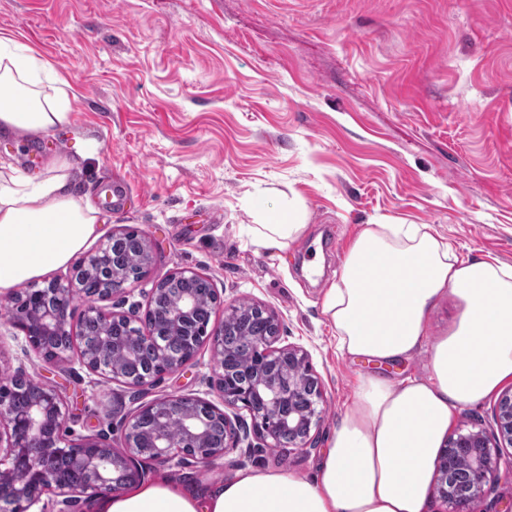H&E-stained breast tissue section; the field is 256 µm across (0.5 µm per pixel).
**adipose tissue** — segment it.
Here are the masks:
<instances>
[{
  "mask_svg": "<svg viewBox=\"0 0 512 512\" xmlns=\"http://www.w3.org/2000/svg\"><path fill=\"white\" fill-rule=\"evenodd\" d=\"M50 67L0 35V124L51 135L70 121L69 98H42ZM247 235L282 249L305 227L302 211L252 206ZM101 234L99 216L71 185L69 165L30 176L0 164V293L66 267ZM462 310L429 337L427 315L445 295ZM322 312L341 353L378 364L423 350L429 375L362 377L312 477L241 471L201 487L165 474L101 494L90 512H433L436 461L458 415L512 384V266L463 258L428 224H370L344 255Z\"/></svg>",
  "mask_w": 512,
  "mask_h": 512,
  "instance_id": "obj_1",
  "label": "adipose tissue"
}]
</instances>
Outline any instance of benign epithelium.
<instances>
[{"mask_svg": "<svg viewBox=\"0 0 512 512\" xmlns=\"http://www.w3.org/2000/svg\"><path fill=\"white\" fill-rule=\"evenodd\" d=\"M124 235L123 230L112 233L96 251L82 258L71 276L42 286L33 283L23 294L10 297L11 302L18 299L23 303L21 309H10V322L24 334L27 350L51 361L76 347L80 363L90 373L138 390L147 389L161 374L183 369L208 343L222 406L187 396L155 399L126 417L124 448L120 450L100 435L68 442L62 434L65 406L61 396L21 373L20 381L0 385L1 501L32 505L51 492L61 497L58 512H80L84 498L117 492L145 480L142 459L158 461L178 455L186 464L208 467L239 445L242 424L228 414L234 409L250 413L255 434L270 448L288 445L306 452L315 447L310 432L321 421L322 383L304 349L275 346L280 324L274 312L257 304H229L224 306L222 323L209 331L197 324V294H166L168 280L200 277L185 269L151 288L142 317L100 305L136 283L130 274L112 267V243ZM90 276L101 281L95 295L86 294L83 285ZM79 295L85 305L78 312L74 300ZM254 311L267 320L269 335L255 338L252 367L242 375L234 351L224 346V328ZM163 327L178 332L179 349H169L159 335ZM119 350L129 358L140 350L151 351L157 371L141 377L128 375L115 359ZM495 416L499 444L511 448L512 389L498 399ZM216 421L224 423V443L219 445L210 440V427ZM493 450L480 431L448 437L439 464L438 492L453 505L452 512H470V506L498 480ZM60 455L69 461L65 472L53 465ZM460 456L469 460L463 473L455 467Z\"/></svg>", "mask_w": 512, "mask_h": 512, "instance_id": "1", "label": "benign epithelium"}]
</instances>
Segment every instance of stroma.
<instances>
[{
	"label": "stroma",
	"instance_id": "obj_1",
	"mask_svg": "<svg viewBox=\"0 0 512 512\" xmlns=\"http://www.w3.org/2000/svg\"><path fill=\"white\" fill-rule=\"evenodd\" d=\"M6 33L73 89L70 122L42 137L33 173L75 164L73 188L105 232L135 229L154 246L147 276L113 296L144 310L154 284L191 269L225 305L273 309L281 344L311 354L323 383L313 451L270 448L254 433L211 467L179 458L150 474L206 486L246 469L313 473L329 436L376 366L341 355L322 312L344 252L369 224H429L462 257L512 265V0H0ZM130 197L107 206L104 188ZM297 202L307 228L268 251L243 232L254 200ZM0 294V374L17 368L57 390L70 438L105 433L140 403L217 401L202 346L181 371L139 391L67 361L24 357ZM472 512L512 506V448Z\"/></svg>",
	"mask_w": 512,
	"mask_h": 512
}]
</instances>
